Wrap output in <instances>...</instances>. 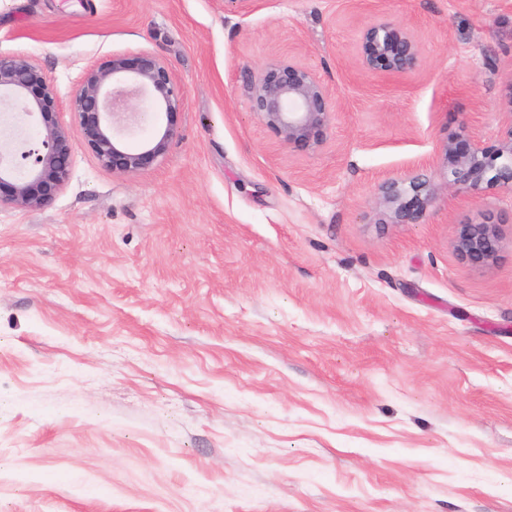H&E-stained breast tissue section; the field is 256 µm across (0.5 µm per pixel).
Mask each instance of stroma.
<instances>
[{
  "instance_id": "35a3bbf8",
  "label": "stroma",
  "mask_w": 512,
  "mask_h": 512,
  "mask_svg": "<svg viewBox=\"0 0 512 512\" xmlns=\"http://www.w3.org/2000/svg\"><path fill=\"white\" fill-rule=\"evenodd\" d=\"M377 16L422 57L362 70ZM150 51L184 91L134 175L77 149L45 209H0V512H512V194L379 183L448 135L496 145L512 0H0V53L54 81ZM308 66L337 110L284 144L244 71ZM504 247L462 263L458 225ZM498 226L489 213L482 214L479 222L458 225L453 241L457 257L475 268L493 265L502 249Z\"/></svg>"
}]
</instances>
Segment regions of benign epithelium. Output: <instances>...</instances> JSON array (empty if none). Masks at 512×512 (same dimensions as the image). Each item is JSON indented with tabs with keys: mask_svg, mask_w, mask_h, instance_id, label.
<instances>
[{
	"mask_svg": "<svg viewBox=\"0 0 512 512\" xmlns=\"http://www.w3.org/2000/svg\"><path fill=\"white\" fill-rule=\"evenodd\" d=\"M361 67L369 72L404 74L420 65L418 45L411 32L377 17L361 30ZM252 89V110L282 141L301 148L320 146L327 137L333 106L325 86L305 65L294 60L270 62L245 71ZM140 99L154 112L167 116L138 152L122 147L119 137L139 127L148 113L130 107ZM183 90L174 82L169 64L153 52L135 58L112 55L89 67L72 97L80 140L60 125L58 97L51 77L31 58L0 53V113L15 112L35 120L36 132L22 138L4 136L0 145V207L40 210L64 187L77 146L86 148L105 169L115 174L148 170L164 156L177 132ZM504 132L488 148L466 134L446 139L440 171L448 190L479 195L488 189L512 193V112L502 118ZM438 187L426 175L411 171L383 181L376 205L392 224H417L438 198ZM411 202H406V197ZM457 257L475 268L495 263L502 249L498 223L491 214L481 221L458 225L453 241Z\"/></svg>",
	"mask_w": 512,
	"mask_h": 512,
	"instance_id": "1",
	"label": "benign epithelium"
}]
</instances>
